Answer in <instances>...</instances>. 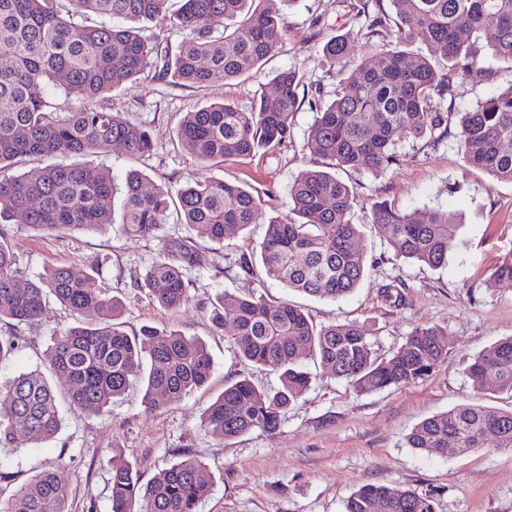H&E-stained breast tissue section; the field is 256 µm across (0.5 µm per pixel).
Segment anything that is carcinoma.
Returning a JSON list of instances; mask_svg holds the SVG:
<instances>
[{
	"label": "carcinoma",
	"instance_id": "cac0c4a2",
	"mask_svg": "<svg viewBox=\"0 0 512 512\" xmlns=\"http://www.w3.org/2000/svg\"><path fill=\"white\" fill-rule=\"evenodd\" d=\"M399 19L398 43L420 39L448 62L438 69L429 56L385 44L361 64L335 97L316 109L307 147L321 166L303 171L289 186L286 221L266 218L253 195L222 180H192L177 190L161 182L144 189L147 176L127 173L122 183L105 166L64 164L59 158L103 154L118 144L134 156L153 150L150 132L98 101L147 68L184 86L204 87L257 71L283 43L287 26L268 0H0V170L23 158L46 160L34 173L0 176V219L34 234L101 231L115 223L113 199L123 197L122 231L132 237L162 236L170 210L200 236L231 241L253 224L265 225L259 259L266 278L317 298H343L364 279L367 260L351 222L358 203L354 187L337 171L380 173L399 161L397 147L448 126L441 102L454 96L456 81L477 63L471 46L488 23L492 57L512 64V0H390ZM239 21L241 34L224 25ZM156 21L187 32L173 51L159 37L146 38L137 23ZM348 39L323 47L327 62H342ZM272 91L244 111L230 102L187 112L178 141L200 162L275 154L293 138L301 79L283 70ZM77 102L59 112L49 93ZM463 160L500 182L512 183V84L458 113ZM372 223L385 227L395 256L432 268L447 264L458 225L448 213L425 206L402 211L385 201L372 206ZM203 255L187 239L164 247L133 286L169 310L190 300L189 273ZM73 315L98 312L55 336L49 368L65 384L73 405L98 414L122 398L131 381L144 387L143 403L154 410L210 379L212 359L202 341L177 331L144 326L129 334L120 317L123 302L89 276L51 267L31 280L20 274L11 246L0 232V322L15 327L39 321L50 300ZM232 316L238 357L278 373L276 388L262 389L247 377L224 387L203 411L201 427L218 438L276 431L289 406L308 388L310 374L297 365L306 349L335 377L361 392L401 387L431 375L447 357L449 339L437 328L413 330L390 359L375 356L368 330L358 324L318 327L289 301L272 302L257 290L220 294L212 308L218 329ZM493 374L512 392V337L479 353L468 366L481 384ZM56 387L40 369L0 381V446L23 431L32 443L54 438L62 428ZM512 449V412L457 407L426 419L407 437L408 446L440 457L486 441ZM111 512H197L210 475L183 455L147 483L128 463L111 466ZM68 480L54 466L20 485L0 512H69ZM139 509H134L135 503ZM431 491L367 485L346 501L345 512H436Z\"/></svg>",
	"mask_w": 512,
	"mask_h": 512
}]
</instances>
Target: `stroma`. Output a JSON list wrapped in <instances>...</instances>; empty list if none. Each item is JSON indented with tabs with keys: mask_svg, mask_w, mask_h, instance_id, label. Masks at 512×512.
I'll return each instance as SVG.
<instances>
[{
	"mask_svg": "<svg viewBox=\"0 0 512 512\" xmlns=\"http://www.w3.org/2000/svg\"><path fill=\"white\" fill-rule=\"evenodd\" d=\"M281 9L288 23L286 38L257 73L191 88L148 69L101 100L104 110L144 125L154 145L149 155L138 158L118 146L101 157L115 180L139 169L150 182L169 181L176 187L196 178L235 182L252 193L266 217L288 219L290 184L300 171L316 165L306 147L315 110L329 103L342 81L381 44V36L369 33L367 26L375 17L390 15L392 6L390 0H286ZM340 34L349 39V53L346 62L333 67L322 47ZM475 51L477 66L459 81L455 97L444 101V111H466L512 84L511 68L488 56L483 45ZM284 69L296 71L306 90L292 143L273 155L205 165L181 148L177 128L185 113L222 100L249 109ZM457 132L452 120L447 134L403 141L399 162L382 173H343L358 194L352 221L369 260L366 277L351 294L334 301L289 293L273 283L266 288L273 299L302 306L316 325L364 326L377 355L386 359L415 328H438L450 339L446 359L416 383L365 393L300 351L298 364L310 372L311 383L272 433L219 439L200 426L203 410L226 384L245 376L260 387L279 384L276 373L235 356L232 321L217 329L209 319L218 293L244 295L257 287V279L240 268L239 257L258 256L263 225H252L228 246L196 237L205 264L192 271L191 300L177 311L162 308L131 286L156 258L159 240L133 239L116 227L74 235H35L18 224L1 227L23 275L31 278L55 266L78 277L93 275L96 284L123 297L127 332L148 325L198 338L211 355L213 370L204 387L153 411L145 410L138 383L97 415L61 403L64 426L56 438L24 448L0 447V469L10 474L0 482V494L9 495L29 481L41 465L56 464L68 477L70 512H110L111 463L134 464L146 481L186 454L200 460L212 478L199 512H345L348 497L366 485L434 492L437 512H512V449L488 443L438 457L407 444L419 423L458 406L512 410V394L498 390L494 377L479 387L467 373L473 356L512 336V283L490 277L512 254V183L494 181L466 164ZM380 201L403 210L429 206L460 220L447 266L432 269L396 259L384 227L371 221V208ZM386 283L397 286L403 304L381 300L378 289ZM73 323L70 313L53 302L34 325L17 330L0 325V332H18L22 342L21 351L0 362V378L47 368L51 338Z\"/></svg>",
	"mask_w": 512,
	"mask_h": 512,
	"instance_id": "1",
	"label": "stroma"
}]
</instances>
